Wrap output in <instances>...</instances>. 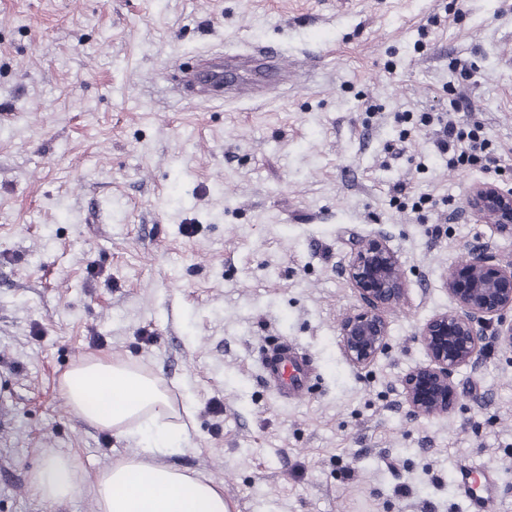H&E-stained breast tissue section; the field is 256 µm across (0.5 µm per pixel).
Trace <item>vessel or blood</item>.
<instances>
[{
	"mask_svg": "<svg viewBox=\"0 0 512 512\" xmlns=\"http://www.w3.org/2000/svg\"><path fill=\"white\" fill-rule=\"evenodd\" d=\"M193 81L214 92L224 89V72L219 66L197 70ZM314 369L310 360L298 354L288 341L267 346L261 353V377L283 402H294L312 388ZM495 480L487 468L465 467L455 477L457 490L467 497L470 512H489L495 497Z\"/></svg>",
	"mask_w": 512,
	"mask_h": 512,
	"instance_id": "1",
	"label": "vessel or blood"
}]
</instances>
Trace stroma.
I'll list each match as a JSON object with an SVG mask.
<instances>
[{
    "instance_id": "1",
    "label": "stroma",
    "mask_w": 512,
    "mask_h": 512,
    "mask_svg": "<svg viewBox=\"0 0 512 512\" xmlns=\"http://www.w3.org/2000/svg\"><path fill=\"white\" fill-rule=\"evenodd\" d=\"M266 46L286 57L262 84ZM204 55L235 74L223 95L182 84ZM453 99L498 171L449 168L435 126L402 136L401 114ZM480 181L512 188V0H0V512H95L32 495L41 449L90 473L135 451L68 412L79 356L160 377L192 416L165 463L235 512H470L454 477L475 464L512 512V348L456 374L448 414L401 396L443 274L491 234L464 214ZM397 183L425 208H399ZM379 231L408 298L359 370L337 270ZM276 340L313 363L299 401L260 381Z\"/></svg>"
}]
</instances>
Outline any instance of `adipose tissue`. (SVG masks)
Returning a JSON list of instances; mask_svg holds the SVG:
<instances>
[{
    "label": "adipose tissue",
    "mask_w": 512,
    "mask_h": 512,
    "mask_svg": "<svg viewBox=\"0 0 512 512\" xmlns=\"http://www.w3.org/2000/svg\"><path fill=\"white\" fill-rule=\"evenodd\" d=\"M61 390L73 415L134 439L138 448L92 474L71 455L42 449L44 461L30 480L41 502L59 505L88 494L96 512H231L222 484L163 463L186 430L166 428L174 407L157 377L131 363L85 357L64 376Z\"/></svg>",
    "instance_id": "adipose-tissue-1"
}]
</instances>
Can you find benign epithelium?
<instances>
[{"label":"benign epithelium","mask_w":512,"mask_h":512,"mask_svg":"<svg viewBox=\"0 0 512 512\" xmlns=\"http://www.w3.org/2000/svg\"><path fill=\"white\" fill-rule=\"evenodd\" d=\"M466 213L512 238V188L493 181L475 183L467 197ZM361 302L358 312L341 324V347L346 359L365 368L388 348L385 312L407 299L405 272L398 253L382 233L354 248L341 269ZM451 307L424 322L418 340L429 362L402 380L408 411L434 417L459 403L454 375L462 367L478 372L490 342L512 348V256L489 239L471 247L444 277Z\"/></svg>","instance_id":"7a95c632"}]
</instances>
